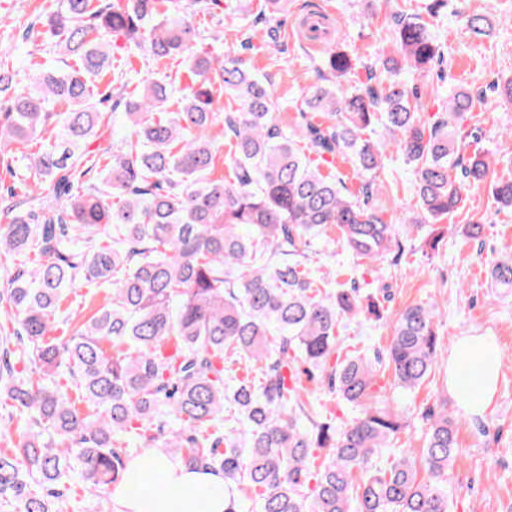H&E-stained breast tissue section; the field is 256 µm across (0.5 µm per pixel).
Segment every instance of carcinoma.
<instances>
[{"instance_id": "1", "label": "carcinoma", "mask_w": 512, "mask_h": 512, "mask_svg": "<svg viewBox=\"0 0 512 512\" xmlns=\"http://www.w3.org/2000/svg\"><path fill=\"white\" fill-rule=\"evenodd\" d=\"M222 0H60L45 31L29 25L74 64L21 78L0 61V156L30 142L20 198L8 193L0 255L20 258L0 289V396L30 418L18 443L0 450V500L19 512H63L66 483L102 492L128 478L130 445L159 442L190 470L224 473L227 487L247 482L254 512H451L448 468L459 420L448 402L427 408V477L392 443L401 415L375 389L388 368L393 386L412 392L430 376L443 346L439 306L402 310L383 351L350 350L342 320L382 317L378 296L356 282L326 288L315 238L339 232L342 248L370 261L402 249L398 226L373 204L386 151L400 153L416 178L417 208L405 235L436 253L448 238L442 220L486 186L512 207V150L474 147L463 128L475 98L448 96L433 121L423 118L418 84L444 62L447 48L419 14L391 12L390 47L376 60V84H345L352 53L334 46L317 65L322 83L306 89L298 132L276 122L269 82L243 66L234 48L198 46L196 18ZM468 37L490 35L474 13ZM145 64L140 95L118 55ZM180 57L194 79L178 88L153 66ZM112 73L105 89L99 82ZM238 105L215 108L214 87ZM125 107L127 132L114 140ZM224 123L233 177L214 178L219 148L210 129ZM383 125L386 138L365 137ZM55 138H45L48 128ZM343 156L366 178L360 194L324 174L303 154ZM496 288L512 289V257L488 268ZM105 303L48 339L61 303L79 282ZM28 358L27 370L16 358ZM248 365L246 376L231 364ZM69 376L87 415L56 377ZM317 379L356 411L341 428L319 420L303 379ZM328 450L318 461L315 450Z\"/></svg>"}]
</instances>
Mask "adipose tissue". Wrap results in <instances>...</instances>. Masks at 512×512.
I'll list each match as a JSON object with an SVG mask.
<instances>
[{
	"instance_id": "adipose-tissue-1",
	"label": "adipose tissue",
	"mask_w": 512,
	"mask_h": 512,
	"mask_svg": "<svg viewBox=\"0 0 512 512\" xmlns=\"http://www.w3.org/2000/svg\"><path fill=\"white\" fill-rule=\"evenodd\" d=\"M500 349L491 336H464L448 359V389L461 408L480 415L482 407L470 405L466 389L492 398L499 373ZM138 491L129 496L115 493L116 512H226L230 496L224 477L207 471H191L174 464L162 451L151 450L130 462ZM174 487L175 495L164 492Z\"/></svg>"
}]
</instances>
